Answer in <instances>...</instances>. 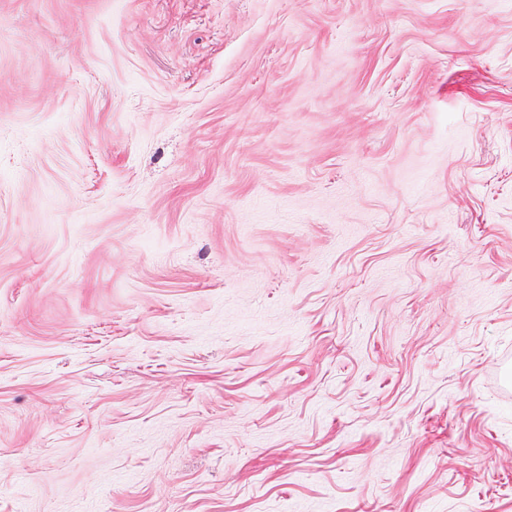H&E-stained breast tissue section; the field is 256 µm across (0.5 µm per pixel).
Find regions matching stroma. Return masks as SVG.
Wrapping results in <instances>:
<instances>
[{
    "label": "stroma",
    "mask_w": 512,
    "mask_h": 512,
    "mask_svg": "<svg viewBox=\"0 0 512 512\" xmlns=\"http://www.w3.org/2000/svg\"><path fill=\"white\" fill-rule=\"evenodd\" d=\"M512 0H0V512H512Z\"/></svg>",
    "instance_id": "stroma-1"
}]
</instances>
